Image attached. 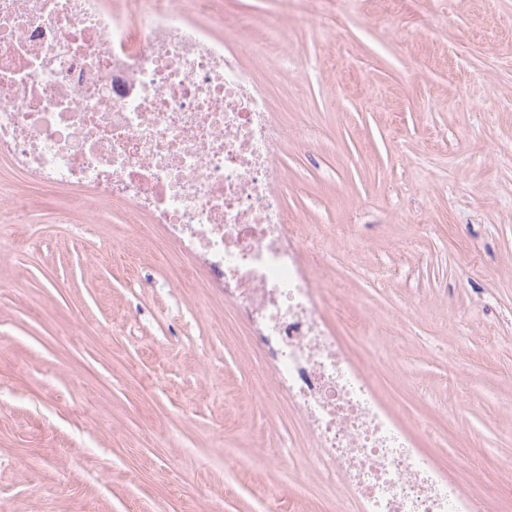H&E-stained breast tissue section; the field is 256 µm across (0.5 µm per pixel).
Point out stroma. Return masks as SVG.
Masks as SVG:
<instances>
[{
    "mask_svg": "<svg viewBox=\"0 0 512 512\" xmlns=\"http://www.w3.org/2000/svg\"><path fill=\"white\" fill-rule=\"evenodd\" d=\"M222 8L267 63L198 24L308 136L278 145L272 189L325 236L302 268L327 326L411 445L512 512V0ZM29 195L20 240L0 239V512H361L234 305L205 277L179 286L162 225ZM113 245L134 273L100 262ZM344 298L368 316L353 333Z\"/></svg>",
    "mask_w": 512,
    "mask_h": 512,
    "instance_id": "stroma-1",
    "label": "stroma"
}]
</instances>
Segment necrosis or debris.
<instances>
[{"instance_id": "obj_1", "label": "necrosis or debris", "mask_w": 512, "mask_h": 512, "mask_svg": "<svg viewBox=\"0 0 512 512\" xmlns=\"http://www.w3.org/2000/svg\"><path fill=\"white\" fill-rule=\"evenodd\" d=\"M196 14L224 22L219 0H0V157L86 190L89 223L115 201L164 225L181 282L223 287L363 512H480L402 441L328 329L300 265L320 240L269 189L292 131Z\"/></svg>"}]
</instances>
